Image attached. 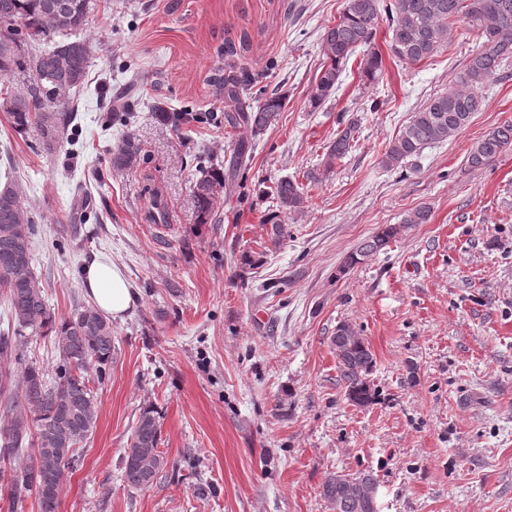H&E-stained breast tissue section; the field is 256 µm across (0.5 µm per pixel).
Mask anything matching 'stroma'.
I'll return each instance as SVG.
<instances>
[{"instance_id": "stroma-1", "label": "stroma", "mask_w": 512, "mask_h": 512, "mask_svg": "<svg viewBox=\"0 0 512 512\" xmlns=\"http://www.w3.org/2000/svg\"><path fill=\"white\" fill-rule=\"evenodd\" d=\"M94 3L88 75L69 99L73 141L16 133L0 106V171L12 170L39 228L32 266L50 307L66 317L90 305L83 269L95 260L114 263L134 295L112 321L98 419L64 474L61 512H333L322 486L336 473L373 475L378 512H512V148L467 163L512 120V65L486 82L464 128L387 168L389 143L474 49L464 21L417 63L393 56L379 23L378 80H362L356 50L313 111L321 37L345 0ZM228 46L256 88L288 104L256 139L241 189H218L215 220L199 224L193 181L245 135L224 125ZM125 91L133 111L113 120ZM158 103L197 120L160 124ZM351 121V152L325 170ZM126 137L140 157L113 170ZM284 178L307 202L274 245L262 192ZM421 207L429 221L405 224ZM66 224L82 225L81 246L62 239ZM384 224L402 231L346 268ZM246 252L260 264L243 267ZM344 323L374 355L368 406L349 402L339 378L331 338ZM148 406L168 464L135 490L122 461ZM511 146L512 121H506L496 126L473 146L467 162L472 168H482L495 161Z\"/></svg>"}]
</instances>
